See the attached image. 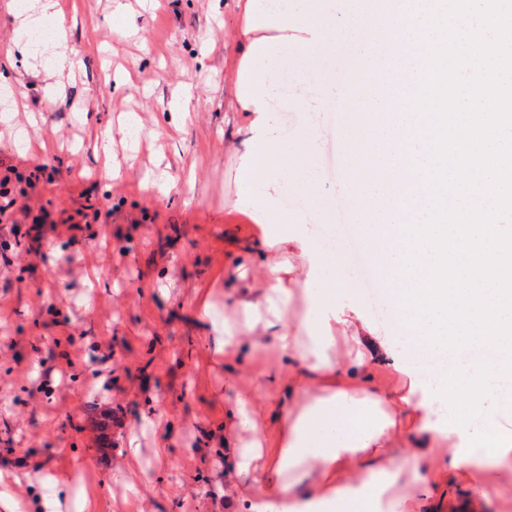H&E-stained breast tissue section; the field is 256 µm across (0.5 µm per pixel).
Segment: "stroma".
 I'll list each match as a JSON object with an SVG mask.
<instances>
[{
    "instance_id": "35a3bbf8",
    "label": "stroma",
    "mask_w": 512,
    "mask_h": 512,
    "mask_svg": "<svg viewBox=\"0 0 512 512\" xmlns=\"http://www.w3.org/2000/svg\"><path fill=\"white\" fill-rule=\"evenodd\" d=\"M0 0V178L22 210L17 244L0 260V490L29 512L32 490L56 499L60 512H82L80 475L94 478L97 512H225L242 497L224 457L232 392L248 386L274 351L218 350L241 244L259 232L229 207L236 197L243 146L231 111L225 61L240 53L233 0H128L134 27L112 23L113 0H59L72 74L29 73L17 45L13 4ZM342 35L333 51L280 50L302 85L337 97L333 62L365 46V27L337 13ZM187 89L200 101L190 120L171 104ZM288 154L308 160L314 183L305 210L288 212L312 238L331 217L338 183L325 170L327 109L306 111L278 95ZM128 114L145 125L134 161L119 143ZM45 143L32 155L19 134ZM179 176L183 191L144 190L149 178ZM336 273L355 290V304L381 336L390 321L369 303L351 260ZM207 295L208 321L193 305ZM65 370L52 393L41 384ZM162 416L156 428L145 417ZM136 440L137 461L127 455ZM75 481L50 483V476ZM484 486L483 512H512V471L475 473L432 497L466 508L472 485Z\"/></svg>"
}]
</instances>
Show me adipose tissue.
<instances>
[{"mask_svg":"<svg viewBox=\"0 0 512 512\" xmlns=\"http://www.w3.org/2000/svg\"><path fill=\"white\" fill-rule=\"evenodd\" d=\"M402 2L306 0L301 14L288 0L235 3L237 36L246 49L232 67L231 91L247 150L232 206L261 233L241 255L255 262L256 274L231 299L243 319L225 324L224 353L236 355L247 345L274 349L282 360L234 394L231 416L247 438L232 444L231 468L248 481L246 512H437L417 488L438 475V452L453 454L462 444L459 432L438 428L444 407L426 402L416 362L431 348L418 331L375 335L359 320L354 290L337 276L330 253L313 245L305 227H277L278 199L301 175L278 135L274 47L332 48L337 4L352 13L364 10L375 36L360 79L361 109L346 135L357 175L343 191L354 205L368 258L384 271L389 298H398L403 260L393 243L403 223L427 205L418 176L407 169L408 150L419 140L387 109L404 84L403 70L386 66L403 58ZM299 298L304 308L297 315L292 308ZM340 330L350 340L341 354ZM376 363L406 374L409 386L379 393L369 374Z\"/></svg>","mask_w":512,"mask_h":512,"instance_id":"adipose-tissue-1","label":"adipose tissue"}]
</instances>
